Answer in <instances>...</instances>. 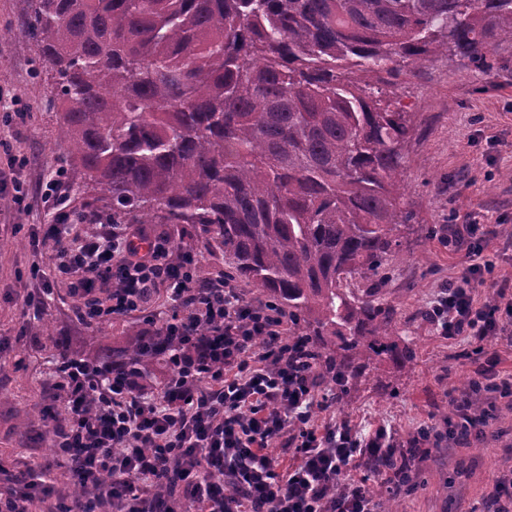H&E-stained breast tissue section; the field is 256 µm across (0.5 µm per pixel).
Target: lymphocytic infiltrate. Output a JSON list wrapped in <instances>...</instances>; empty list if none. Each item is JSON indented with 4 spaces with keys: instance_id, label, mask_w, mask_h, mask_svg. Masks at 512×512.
Instances as JSON below:
<instances>
[{
    "instance_id": "f902f5d3",
    "label": "lymphocytic infiltrate",
    "mask_w": 512,
    "mask_h": 512,
    "mask_svg": "<svg viewBox=\"0 0 512 512\" xmlns=\"http://www.w3.org/2000/svg\"><path fill=\"white\" fill-rule=\"evenodd\" d=\"M65 185L57 170L42 192L54 219L28 234L32 249L52 246L54 268L48 278L33 267L26 307L39 309L57 278L69 280L73 316L89 328L146 313L162 287L182 313L169 325L172 341L159 345L174 367L159 388L74 357L55 363L52 388L65 415L51 427L54 454L89 490L64 512H97L99 501L112 512H378L353 470L381 464L388 490L400 492L443 440L481 436L475 394L512 398V379L493 360L468 389L451 391L446 432L423 428L405 439L346 421L316 425L328 408L321 375L293 357L285 313L246 301L232 279L202 277L196 253L174 255L168 237L140 225L73 237ZM497 236L471 220L447 225L449 246L473 263L438 288L426 312L440 337L470 339L480 355L490 339L512 341V276L481 258ZM486 282L494 301L476 303L473 288ZM280 444L293 463L273 454Z\"/></svg>"
}]
</instances>
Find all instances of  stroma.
I'll return each instance as SVG.
<instances>
[{
    "label": "stroma",
    "mask_w": 512,
    "mask_h": 512,
    "mask_svg": "<svg viewBox=\"0 0 512 512\" xmlns=\"http://www.w3.org/2000/svg\"><path fill=\"white\" fill-rule=\"evenodd\" d=\"M28 21L29 0H0V30L6 33L0 39V93L25 112L23 122H0V171L18 174L29 187L22 205L0 198V490L9 491L17 473L34 469L54 495L65 496L73 478L66 465L54 462L41 418L47 405L64 411L50 379L56 351L38 333L50 328L71 353L108 348L117 356L130 343L132 327L145 322L115 317L101 327H85L71 316L73 299L64 283L55 284L35 320L25 315L31 267L46 271L52 265L51 249L36 253L28 244L31 225L52 220L40 188L68 165L65 146L55 140V113L47 107L53 87L26 36ZM386 93L411 116L402 200L410 223L400 231V247L378 291L397 301L401 339L416 356L410 362L373 361L353 382L346 403L331 406L323 417L347 420L365 432L383 424L405 435L422 425L445 429L439 409L450 402V384L466 387L479 366L468 340L441 338L424 316L438 287L470 263L448 246L443 225L473 215L496 226L499 236L484 256L512 273V250L501 248L512 238V47L484 73L455 55L437 56ZM24 156L29 165L16 168ZM149 230L196 250L201 274L223 271L222 256L202 250L191 226L153 224ZM485 433L479 441L433 449L416 466L412 488L400 495L403 512H481L493 478L512 472L511 402L498 401Z\"/></svg>",
    "instance_id": "obj_1"
}]
</instances>
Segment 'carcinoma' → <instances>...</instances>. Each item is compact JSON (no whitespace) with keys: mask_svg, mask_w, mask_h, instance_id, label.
Returning <instances> with one entry per match:
<instances>
[{"mask_svg":"<svg viewBox=\"0 0 512 512\" xmlns=\"http://www.w3.org/2000/svg\"><path fill=\"white\" fill-rule=\"evenodd\" d=\"M56 84V140L112 224H188L227 275L288 308L336 402L407 360L386 279L409 113L383 88L448 51L481 73L512 0H30ZM122 363L163 354L132 330ZM380 512L400 501L373 487Z\"/></svg>","mask_w":512,"mask_h":512,"instance_id":"obj_1","label":"carcinoma"}]
</instances>
